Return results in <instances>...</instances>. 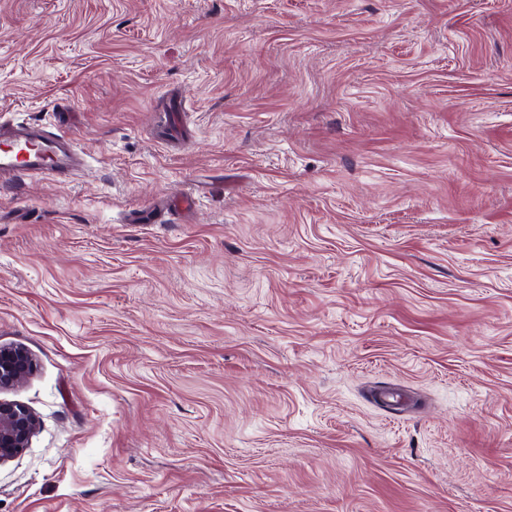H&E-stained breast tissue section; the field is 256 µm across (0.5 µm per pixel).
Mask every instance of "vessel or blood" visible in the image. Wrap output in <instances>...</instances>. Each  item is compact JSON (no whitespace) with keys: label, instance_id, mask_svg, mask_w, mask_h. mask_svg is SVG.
Returning <instances> with one entry per match:
<instances>
[{"label":"vessel or blood","instance_id":"obj_1","mask_svg":"<svg viewBox=\"0 0 512 512\" xmlns=\"http://www.w3.org/2000/svg\"><path fill=\"white\" fill-rule=\"evenodd\" d=\"M0 140L9 144L0 151V184L7 187L33 173L67 179L85 165L73 137L64 132L47 134L20 123L0 130Z\"/></svg>","mask_w":512,"mask_h":512}]
</instances>
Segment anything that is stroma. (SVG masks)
<instances>
[{"label":"stroma","mask_w":512,"mask_h":512,"mask_svg":"<svg viewBox=\"0 0 512 512\" xmlns=\"http://www.w3.org/2000/svg\"><path fill=\"white\" fill-rule=\"evenodd\" d=\"M0 120V512H512V0H0ZM36 126L19 123L5 128L0 124L1 139L13 147L0 151L1 187H14L20 178L33 173L69 179L84 167V156L71 135L65 132L46 134ZM33 368V359L24 348H0V391L24 379ZM37 420L18 403L0 401V464L28 448Z\"/></svg>","instance_id":"1"}]
</instances>
